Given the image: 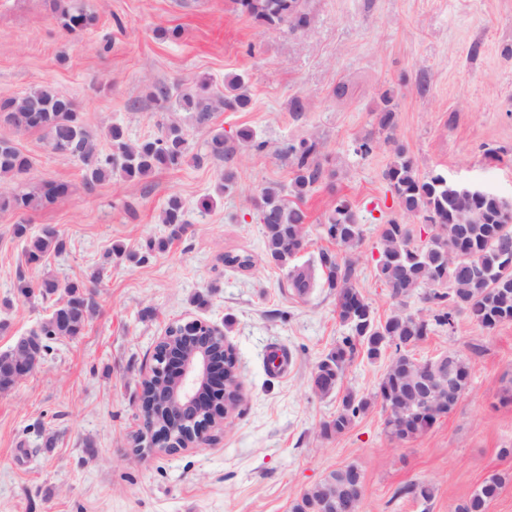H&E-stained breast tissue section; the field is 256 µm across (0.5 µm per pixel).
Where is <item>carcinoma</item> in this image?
<instances>
[{
	"label": "carcinoma",
	"instance_id": "1",
	"mask_svg": "<svg viewBox=\"0 0 512 512\" xmlns=\"http://www.w3.org/2000/svg\"><path fill=\"white\" fill-rule=\"evenodd\" d=\"M240 12L269 29L286 28L302 31L311 23L306 0H234ZM56 22L67 33L90 26L93 16L81 9L61 5L56 8ZM200 95L179 83L156 81L148 85V98L162 107H174L193 114L199 128L208 129L205 155L190 154V142L185 128L177 123L162 126L161 133L136 144H130L124 128L114 124L108 130L110 151L98 150L90 132L85 128L75 102L47 87H41L22 96L0 100V124H9V117L21 114L30 118L29 129L44 133L47 145L57 152L74 158L84 166L83 186L89 193L109 179L135 180L157 169H179L188 162L200 164L204 157L224 162L222 190L232 194L237 189L236 167L240 151L246 147L259 150L263 143L257 140L251 128L237 130L234 138L209 128L217 108L229 112L248 109L251 97L244 78L232 75L224 79V86L201 84ZM377 132L393 141L397 126V104L388 91L380 96L376 113ZM284 152L293 162L291 182L286 186L268 185L253 197L256 219L262 227L263 251L268 263L286 272L287 285L299 297L307 296L315 287V270L326 275L327 288L334 291L336 314L348 331L341 343L328 352L316 365L311 387L320 396L338 389L346 366L359 350L370 360L381 358L387 349L395 348L372 396L346 394L334 416L324 422L321 433L339 436L348 431L356 416L375 401L388 407V396L402 391L414 376V357L406 353L407 346L417 345L435 328L450 326L458 313L466 314L483 329L512 321V203L496 195H474L472 189L448 181L440 173L427 176L417 174L414 162L399 145L394 149V161L386 172L389 189L399 208L406 213H421L427 220L436 221L435 235L420 249L411 245L413 229L392 220L380 233L378 278L388 288L390 297L399 305L418 291L432 308L429 313L395 312L385 321L376 318L371 304L358 287V267L355 252L363 241L362 224L346 198L326 215L323 233L336 244V250L322 249L314 261L298 262V254L306 246V224L309 214L305 198L331 175L322 160L319 143L301 140L289 143ZM30 158L16 147H0V180L27 172ZM71 193L67 182L52 181L28 192L0 191V212L24 214L35 211L58 198ZM467 206L475 216L469 225L467 237L459 238V225L450 220L456 211ZM161 222L169 227V236L146 243L141 254L126 258L137 264L148 261L156 251L167 249L173 240L186 230L188 220L181 200L169 198L161 213ZM15 237L24 242V256L30 265L38 266L51 255H60L67 249V240L56 228L47 226L32 234L23 219L14 225ZM448 242L461 254L477 255L481 272L465 280V288L453 293L439 289L448 278V257L442 254L441 243ZM60 285L52 277L38 281L19 276L18 292L25 298L38 294L44 300L56 295ZM66 299L55 302L50 314L38 328L41 350L48 354L49 341L72 338L81 333L87 314L92 308L91 297L82 291V285L65 286ZM169 342L156 347L154 360L175 351L180 344L192 339L210 340L221 345L218 338H209L206 324L200 321L174 322L168 326ZM457 395H462L473 367L461 357H454ZM437 421L423 401L406 400L404 405L386 417L385 428L391 435L412 439ZM357 470L347 465L328 473L318 484L306 490L292 506V512H350L349 498L343 488L350 472ZM502 479L487 478L455 512H486L487 503L501 489Z\"/></svg>",
	"mask_w": 512,
	"mask_h": 512
}]
</instances>
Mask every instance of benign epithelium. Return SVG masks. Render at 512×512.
<instances>
[{"instance_id":"benign-epithelium-1","label":"benign epithelium","mask_w":512,"mask_h":512,"mask_svg":"<svg viewBox=\"0 0 512 512\" xmlns=\"http://www.w3.org/2000/svg\"><path fill=\"white\" fill-rule=\"evenodd\" d=\"M16 360L7 381L0 384V392L14 387L42 366V353L30 345L28 337H22L18 344ZM435 366L436 372L421 379V388L433 412L442 414L454 403L456 391L453 370L443 361L417 362V366ZM158 399L165 409V429L155 431L154 411L151 407L141 410V417L147 422L148 443L139 450L148 455L174 452L173 436L188 422L204 415L207 421L191 433L184 442L186 448H197L207 441L206 434L224 421L238 408L243 400L240 383L224 385V361L209 349L205 341L188 345L182 356L164 358L158 369Z\"/></svg>"}]
</instances>
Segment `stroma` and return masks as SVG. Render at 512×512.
<instances>
[{
	"mask_svg": "<svg viewBox=\"0 0 512 512\" xmlns=\"http://www.w3.org/2000/svg\"><path fill=\"white\" fill-rule=\"evenodd\" d=\"M73 2L94 21L68 34L55 21L58 0H0V99L48 86L74 100L99 149H108L112 124L135 143L177 122L201 153L206 131L188 113L160 110L146 84L192 87L205 78L220 86L241 74L250 108L216 112L211 125L228 135L253 128L263 147L242 150L230 195L220 191L224 165L213 159L112 179L90 194L81 163L53 153L42 132L0 126V139L32 162L1 188L72 185L70 195L24 216L31 233L52 226L68 241L43 265L26 264L16 215L0 213V351L51 311L50 301L18 294L19 277L49 275L64 286L103 270L101 285L88 289L94 307L82 333L55 341L41 368L0 394V512H291L303 492L347 465L364 477L361 512H454L493 474L504 484L486 512H512V403L502 400L512 386V322L486 331L462 314L413 349L420 360L448 353L473 365L455 408L416 438L389 435L377 403L345 434L321 436L344 394L376 392L388 360L357 355L337 392L314 393L317 363L347 331L323 273L301 298L266 262L250 201L259 187L289 184L287 142L318 140L332 176L306 199L301 257L328 247L321 224L337 197L348 198L364 230L359 287L387 318L397 304L378 279L381 229L391 220L424 223L389 190L394 144L419 175L440 173L512 201V0H308L311 23L296 32L259 26L233 0ZM161 27L179 29L180 38H158ZM387 89L398 107L395 141L376 136L373 151L357 155L354 144L372 132ZM297 97L305 102L298 115ZM172 196L185 206V233L147 263L114 257L113 247L135 252L168 235L159 216ZM207 198L214 205L206 210ZM228 253L250 256L251 267L226 266ZM178 319L223 328L244 400L201 447L144 456L134 447L140 381ZM274 350L287 371L268 370ZM421 482L433 488L430 501L399 495Z\"/></svg>",
	"mask_w": 512,
	"mask_h": 512,
	"instance_id": "1",
	"label": "stroma"
}]
</instances>
